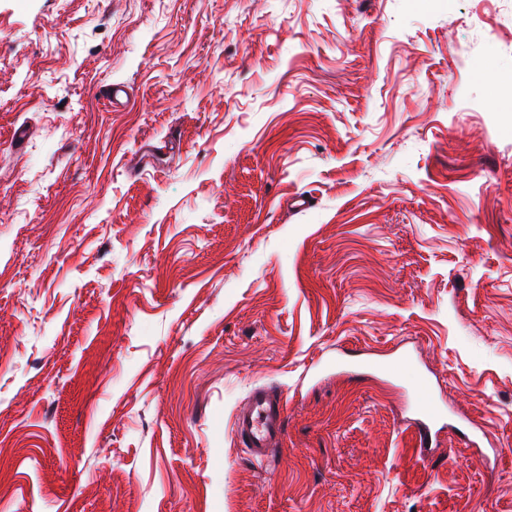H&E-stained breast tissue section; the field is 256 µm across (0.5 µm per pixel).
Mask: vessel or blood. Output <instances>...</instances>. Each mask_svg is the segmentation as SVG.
Wrapping results in <instances>:
<instances>
[{
	"instance_id": "vessel-or-blood-1",
	"label": "vessel or blood",
	"mask_w": 512,
	"mask_h": 512,
	"mask_svg": "<svg viewBox=\"0 0 512 512\" xmlns=\"http://www.w3.org/2000/svg\"><path fill=\"white\" fill-rule=\"evenodd\" d=\"M287 403L265 386L254 387L234 417V431L242 447L255 459L266 460L281 441L286 421ZM414 439L421 453L437 444L440 432L438 408L424 401L414 409L410 420Z\"/></svg>"
}]
</instances>
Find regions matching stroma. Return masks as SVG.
<instances>
[{
    "label": "stroma",
    "mask_w": 512,
    "mask_h": 512,
    "mask_svg": "<svg viewBox=\"0 0 512 512\" xmlns=\"http://www.w3.org/2000/svg\"><path fill=\"white\" fill-rule=\"evenodd\" d=\"M259 385L267 464L234 432ZM0 487L512 512V0H0ZM427 392V382L422 380L420 383L422 402L415 407L414 416L409 418L416 446L423 454H427L436 446L438 434L443 426H439L437 406L426 400ZM287 413L283 397L265 386L254 387L234 417V431L242 447L264 461L282 440Z\"/></svg>",
    "instance_id": "stroma-1"
}]
</instances>
